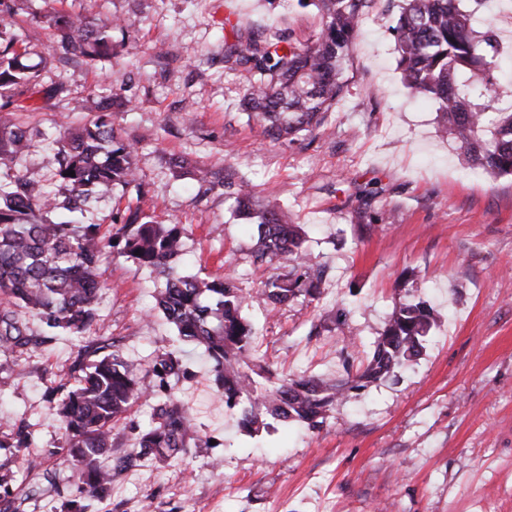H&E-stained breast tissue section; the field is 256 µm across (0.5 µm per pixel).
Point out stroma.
<instances>
[{
    "label": "stroma",
    "mask_w": 512,
    "mask_h": 512,
    "mask_svg": "<svg viewBox=\"0 0 512 512\" xmlns=\"http://www.w3.org/2000/svg\"><path fill=\"white\" fill-rule=\"evenodd\" d=\"M463 4L494 31L512 72V6ZM56 10L114 21V56L60 62L57 37L40 21ZM396 13L391 0H371L343 72L346 94L323 127L277 142L242 111L250 76L225 70L224 45L265 26L308 43L321 26L315 6L16 0L38 92L10 115L27 144L0 166V184L32 174L64 201L51 163L62 123L94 121V100L125 96L130 107L112 124L136 148L144 192L91 194L82 223L108 233L116 210L133 206L155 223L182 224L177 266L209 281L232 276L251 294L244 314L256 357L274 376L356 372L405 295L428 300L438 317L411 366L351 391L318 429L278 423L250 435L218 396L203 348L180 344L156 310L160 280L107 255L94 335L112 339L139 369L181 349L187 376L173 392L193 408L203 446L117 472L94 512H512V176L464 167L457 144L438 130L435 103L408 89L389 30ZM181 160L191 173L178 178ZM201 169L213 184L197 182ZM241 181L277 198L313 262L326 266L315 298L276 309L256 298L274 270L253 265L256 229L231 214L225 185ZM360 207L371 222H355ZM75 357L61 334L16 351L12 370L0 372V460L17 473L21 512H60L76 493L75 472L52 453L64 439L49 401ZM153 405L143 400L116 423L113 456L138 451L133 427L148 424ZM21 428L32 448L11 447Z\"/></svg>",
    "instance_id": "35a3bbf8"
}]
</instances>
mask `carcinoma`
I'll return each mask as SVG.
<instances>
[{"mask_svg":"<svg viewBox=\"0 0 512 512\" xmlns=\"http://www.w3.org/2000/svg\"><path fill=\"white\" fill-rule=\"evenodd\" d=\"M367 2L313 0L321 28L311 45L263 32L224 44L225 68H241L253 76L242 108L266 136L292 141L322 124L347 90L343 65L350 59ZM460 2L400 0L393 27L399 65L407 86L436 102L440 131L459 144L466 164L493 176L512 175V106L493 110L500 84L487 50H496L494 38L474 28L472 14ZM44 19L56 33L61 54L91 60L112 55L109 26L71 13ZM466 71L470 76L460 80ZM35 78L22 62L19 35L0 29V112L10 111V92L20 86L31 90ZM128 103L116 95L95 101L93 111L100 116L70 133L55 154L58 176L70 187L66 204L43 194L30 177L0 184L1 371L10 368L8 353L32 343L24 309L50 329L86 338L99 319L97 299L104 283L97 272L110 252L162 279L158 309L181 340L204 349L224 404L239 408L237 422L243 431L257 433L274 421L315 428L346 392L384 380L420 356L436 317L426 301L406 299L393 308L358 374L274 382L269 370L254 360L255 336L243 316L246 296L233 280L207 281L172 266L182 251V225L155 224L130 207L116 214L119 227L108 235L98 224L46 218L60 207L80 211L82 198L95 191L120 185L141 192L135 149L112 126V109ZM25 140L21 125L0 119V165L12 162ZM232 198L234 216L257 225L253 261L288 266L287 273L262 283L260 295L274 308L315 295L324 271L314 268L300 228L288 223L275 201L260 199L243 186ZM181 371L182 360L174 350L162 352L139 374L112 343L91 339L80 347L70 368L77 386L56 401L59 421L68 432L59 454L79 479L77 495L61 504L62 512H90L91 503L112 486V473L129 463L118 459L106 464L112 457V422L146 395L157 399L150 422L139 429L137 458L162 462L199 447L190 407L168 394Z\"/></svg>","mask_w":512,"mask_h":512,"instance_id":"1","label":"carcinoma"}]
</instances>
